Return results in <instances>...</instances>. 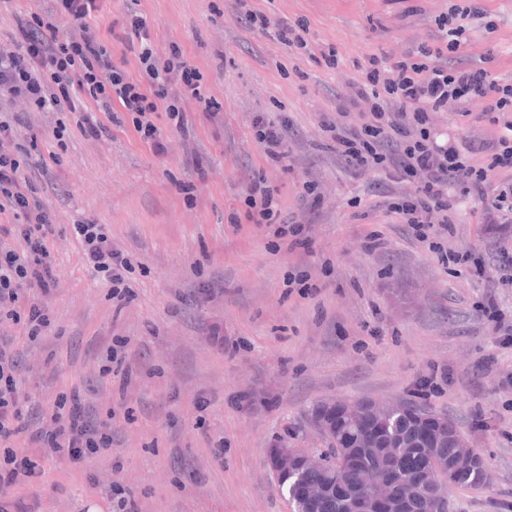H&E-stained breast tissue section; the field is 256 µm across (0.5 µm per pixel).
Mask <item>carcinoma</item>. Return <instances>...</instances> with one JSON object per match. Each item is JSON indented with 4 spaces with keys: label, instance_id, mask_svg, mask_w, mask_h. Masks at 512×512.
<instances>
[{
    "label": "carcinoma",
    "instance_id": "cac0c4a2",
    "mask_svg": "<svg viewBox=\"0 0 512 512\" xmlns=\"http://www.w3.org/2000/svg\"><path fill=\"white\" fill-rule=\"evenodd\" d=\"M413 418L405 413H382L374 418L378 434L388 440L404 437ZM468 445L465 439H442L430 448H349L355 467L339 481L324 482L315 474L293 469L276 474L280 493L287 498L291 512H425L426 486L431 466L446 462L463 453ZM372 471L386 488L383 496L370 495L360 485V473ZM491 475L482 466L474 471L459 472L453 485L481 487L488 484ZM309 484L322 492L315 510H310L298 486Z\"/></svg>",
    "mask_w": 512,
    "mask_h": 512
}]
</instances>
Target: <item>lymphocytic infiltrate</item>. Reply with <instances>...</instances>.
Wrapping results in <instances>:
<instances>
[{
	"instance_id": "lymphocytic-infiltrate-1",
	"label": "lymphocytic infiltrate",
	"mask_w": 512,
	"mask_h": 512,
	"mask_svg": "<svg viewBox=\"0 0 512 512\" xmlns=\"http://www.w3.org/2000/svg\"><path fill=\"white\" fill-rule=\"evenodd\" d=\"M49 10H30L16 17L11 47L0 46V213L11 212L14 223L0 225V322L17 320L16 307L30 297L28 336L37 340L49 324L39 297L54 283L48 236L53 221L25 173L30 153L14 139L11 112L5 101L23 100L39 111L75 110L89 104L82 121L90 132L106 131L128 113L139 139L163 150L159 112L181 113L169 93L179 84L198 96L201 76L180 57L162 59L150 41L147 21L129 8L122 41L132 46L136 68L118 64L99 38V0H54ZM237 13L273 34L283 45L334 69L333 50L312 47L301 23L274 19L256 9L253 0H235ZM482 0H448L447 12L435 17L433 42L399 57L371 55L360 76L336 100V110L323 115L320 127L337 159L362 174L385 176L390 188L381 206L408 225L413 237L438 249L448 234L461 200L479 205L482 224H512V76L495 74L488 56L463 60L461 48L475 23H486ZM477 122H470L472 106ZM463 118L461 135L438 143L436 114ZM250 223H276L280 214L277 189L255 181L244 192ZM90 266L105 275L113 289L123 288L132 261L113 248L103 225L76 227ZM17 353L0 339V490L18 475L41 477L29 456L12 449L20 434L41 448L67 452L81 461L87 452L112 445V424H92L78 409L57 402L47 427L30 430L24 414Z\"/></svg>"
}]
</instances>
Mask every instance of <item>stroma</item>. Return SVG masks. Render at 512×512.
Returning <instances> with one entry per match:
<instances>
[{
  "label": "stroma",
  "instance_id": "1",
  "mask_svg": "<svg viewBox=\"0 0 512 512\" xmlns=\"http://www.w3.org/2000/svg\"><path fill=\"white\" fill-rule=\"evenodd\" d=\"M330 45L337 70L294 55L237 16L232 0H140L161 58L181 53L203 75L201 98L182 99L183 120L161 113L164 149L129 124L95 135L74 112L13 110L19 134L56 153L32 172L54 216L55 284L39 342L24 324H0L19 358L26 408L42 424L55 401L79 394L90 420L111 419L112 446L72 461L30 447L43 475L18 476L0 512H290L265 463L271 442L322 448L308 413L328 399H406L447 416L480 451L488 486L452 487L448 512H512V335L481 316L495 298L512 320V285L442 264L378 203L379 177L352 174L320 131L345 83L370 55H401L431 42L428 18L448 0H255ZM494 31H473L468 54L512 69V0H485ZM289 127L291 165L254 139L255 115ZM318 173L320 209L301 202ZM263 178L279 190L283 221L311 241L294 248L249 223L242 188ZM104 225L133 263L116 298L89 266L74 224ZM379 234L382 248L368 251ZM500 232L456 217L448 251L480 250ZM308 275L316 292L290 286ZM117 354L105 364L107 350Z\"/></svg>",
  "mask_w": 512,
  "mask_h": 512
}]
</instances>
